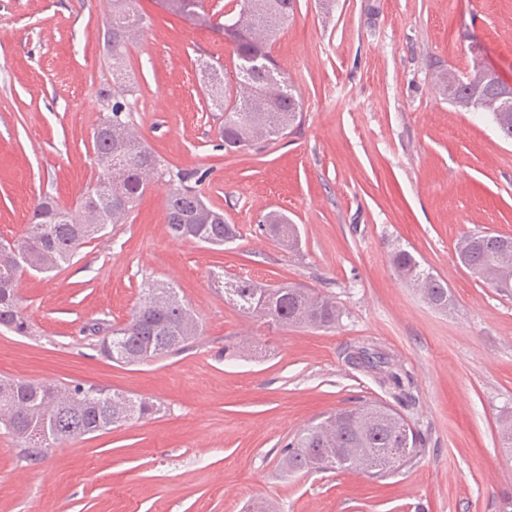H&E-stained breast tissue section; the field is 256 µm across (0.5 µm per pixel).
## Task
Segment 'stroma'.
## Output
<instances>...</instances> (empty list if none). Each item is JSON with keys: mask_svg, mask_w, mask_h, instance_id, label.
Here are the masks:
<instances>
[{"mask_svg": "<svg viewBox=\"0 0 512 512\" xmlns=\"http://www.w3.org/2000/svg\"><path fill=\"white\" fill-rule=\"evenodd\" d=\"M127 51L130 126L166 168L197 172L242 235L213 248L172 238L166 181L50 276L17 282L32 327H0V377L81 383L161 403L131 420L23 458L0 433V512H504L512 457V297L454 252L466 232L512 235V139L434 88L436 67L473 63L512 78V0H298L271 54L302 100L291 134L228 152L203 63L233 69L224 35L138 0ZM111 0H0V238L20 237L32 204L75 208L98 176L93 131L111 92L103 50ZM277 209L299 229L290 251L259 228ZM448 284L428 305L390 263L396 249ZM298 285L332 297L331 329L282 326L225 300L217 276ZM176 288L203 325L178 353L137 365L100 355L146 280ZM370 343L413 376L404 403L347 362ZM359 400L396 409L426 451L375 480L318 469L284 474L280 450Z\"/></svg>", "mask_w": 512, "mask_h": 512, "instance_id": "35a3bbf8", "label": "stroma"}]
</instances>
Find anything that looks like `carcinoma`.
Segmentation results:
<instances>
[{
    "label": "carcinoma",
    "instance_id": "cac0c4a2",
    "mask_svg": "<svg viewBox=\"0 0 512 512\" xmlns=\"http://www.w3.org/2000/svg\"><path fill=\"white\" fill-rule=\"evenodd\" d=\"M176 14H192L199 0H166ZM296 0H240L239 11L224 23L234 46L235 92H224V67L207 66L205 85L224 121L218 136L226 149L249 147L279 138L302 118L300 100L278 72L269 46L293 14ZM143 18L135 0H112V20L104 31V48L112 60V101L108 114L93 133L99 174L76 211L60 208L50 196L36 201L25 234L14 240L15 251H0V326L18 335L30 334V324L16 295L17 277L49 274L70 263L88 240L101 236L108 225L127 214L153 181L160 180V160L125 121L130 106L125 98L129 75L125 56ZM435 85L440 96L465 112H485L507 138H512V103L507 93L489 80L479 65L467 73L439 70ZM178 185L165 199L170 234L209 246H224L237 237L236 225L224 211L205 202L191 175L176 172ZM262 229L288 249L299 246L288 216L269 211ZM461 264L496 292L512 295V236L474 231L456 245ZM395 272L417 288L431 307L446 310V283L421 267L405 249L391 256ZM224 296L245 314H257L285 325L332 328L343 311L336 301L318 292L291 285H262L239 278L224 283ZM202 335V325L182 302L175 288L146 283L144 298L131 317L99 341L106 358L139 364L176 352ZM359 367L379 375V384L407 399L411 373L382 353L362 349ZM160 405L81 383L62 386L23 379L0 378V428L28 452L98 432L133 419L159 413ZM425 452L419 430L399 412L381 404L359 403L341 408L303 429L281 450L280 464L288 473L337 468L373 477L407 465Z\"/></svg>",
    "mask_w": 512,
    "mask_h": 512
}]
</instances>
